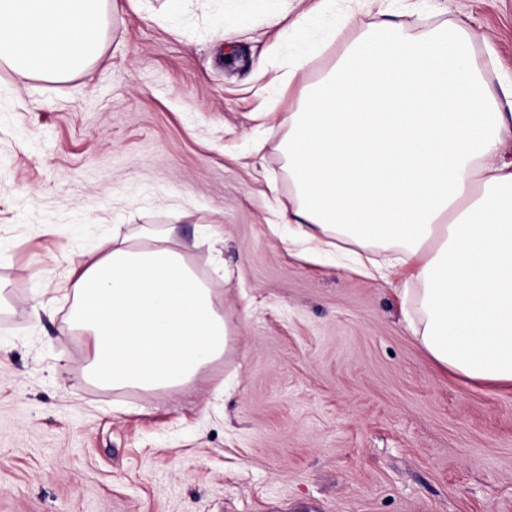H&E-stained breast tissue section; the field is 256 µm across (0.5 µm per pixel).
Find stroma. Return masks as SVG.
Segmentation results:
<instances>
[{
  "label": "stroma",
  "instance_id": "1",
  "mask_svg": "<svg viewBox=\"0 0 512 512\" xmlns=\"http://www.w3.org/2000/svg\"><path fill=\"white\" fill-rule=\"evenodd\" d=\"M347 5L329 38L279 0H116L69 78L0 64V512H512V390L438 374L401 278L271 227L287 114L376 20ZM389 5L409 38L463 24L505 102L512 0ZM171 225L229 348L175 393L100 387L67 259Z\"/></svg>",
  "mask_w": 512,
  "mask_h": 512
}]
</instances>
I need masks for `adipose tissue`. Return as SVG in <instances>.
Listing matches in <instances>:
<instances>
[{
    "mask_svg": "<svg viewBox=\"0 0 512 512\" xmlns=\"http://www.w3.org/2000/svg\"><path fill=\"white\" fill-rule=\"evenodd\" d=\"M106 0H0V62L60 80L100 51ZM466 34L421 39L380 17L288 115L290 240L316 254L388 251L360 264L419 285L414 339L442 371L512 388V113L489 93ZM173 229L105 240L75 261L71 319L90 337L91 378L174 391L220 358L229 325Z\"/></svg>",
    "mask_w": 512,
    "mask_h": 512,
    "instance_id": "1",
    "label": "adipose tissue"
}]
</instances>
